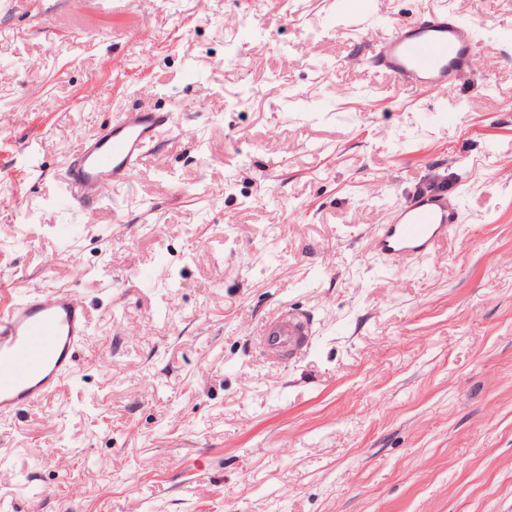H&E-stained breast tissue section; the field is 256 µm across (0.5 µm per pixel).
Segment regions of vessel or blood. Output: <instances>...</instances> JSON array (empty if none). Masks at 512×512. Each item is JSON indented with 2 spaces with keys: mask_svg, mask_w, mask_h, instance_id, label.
<instances>
[{
  "mask_svg": "<svg viewBox=\"0 0 512 512\" xmlns=\"http://www.w3.org/2000/svg\"><path fill=\"white\" fill-rule=\"evenodd\" d=\"M475 27L444 12L425 21H393L369 64L393 74L420 93L449 95L476 74ZM176 129L171 113L132 108L113 115L85 139L66 168L68 200L77 207L97 202L103 191L129 183L160 141ZM461 212L457 198L421 195L399 204L389 223L368 236L370 251L389 264L422 262L454 233ZM89 335L82 297L69 289H34L0 298V418L61 394L77 368ZM261 348L297 356L311 345L308 329L282 311L259 332Z\"/></svg>",
  "mask_w": 512,
  "mask_h": 512,
  "instance_id": "vessel-or-blood-1",
  "label": "vessel or blood"
}]
</instances>
